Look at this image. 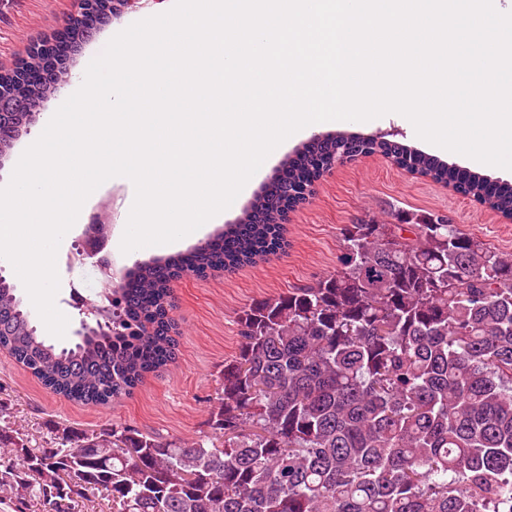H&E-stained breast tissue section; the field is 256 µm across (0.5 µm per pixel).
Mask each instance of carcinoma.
<instances>
[{
	"label": "carcinoma",
	"instance_id": "cac0c4a2",
	"mask_svg": "<svg viewBox=\"0 0 512 512\" xmlns=\"http://www.w3.org/2000/svg\"><path fill=\"white\" fill-rule=\"evenodd\" d=\"M102 20L67 18L73 47ZM45 69L32 85L25 70ZM45 45L0 67L7 105L39 108L67 78ZM346 151L380 153L512 214V184L487 183L391 141L314 138L235 224L186 259L139 265L112 292V335L88 327L57 349L0 278V349L46 387L107 405L175 359L170 282L254 264L280 250L284 205L313 166ZM336 273L243 310L239 353L224 361L205 440L162 442L126 428L62 429L61 446H27L0 428V493L70 512L71 486L112 497L115 512H512V254L444 216L405 214L346 229Z\"/></svg>",
	"mask_w": 512,
	"mask_h": 512
}]
</instances>
